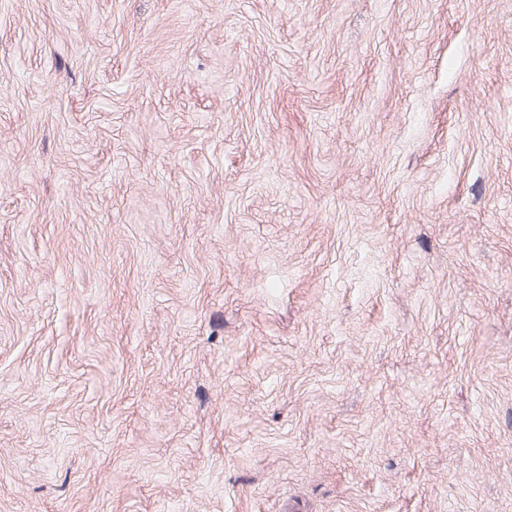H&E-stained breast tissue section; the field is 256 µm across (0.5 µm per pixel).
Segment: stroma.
I'll list each match as a JSON object with an SVG mask.
<instances>
[{"mask_svg":"<svg viewBox=\"0 0 512 512\" xmlns=\"http://www.w3.org/2000/svg\"><path fill=\"white\" fill-rule=\"evenodd\" d=\"M0 512H512V0H0Z\"/></svg>","mask_w":512,"mask_h":512,"instance_id":"1","label":"stroma"}]
</instances>
